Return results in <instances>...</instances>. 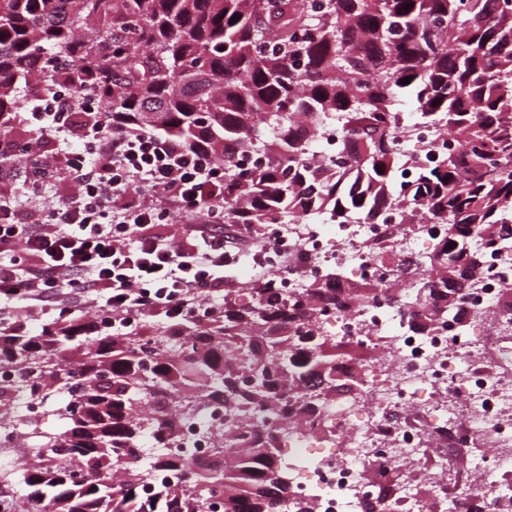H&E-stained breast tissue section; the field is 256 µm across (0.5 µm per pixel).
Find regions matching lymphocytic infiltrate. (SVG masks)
<instances>
[{
	"label": "lymphocytic infiltrate",
	"mask_w": 512,
	"mask_h": 512,
	"mask_svg": "<svg viewBox=\"0 0 512 512\" xmlns=\"http://www.w3.org/2000/svg\"><path fill=\"white\" fill-rule=\"evenodd\" d=\"M73 131L82 146L57 165L41 143ZM0 159L31 175L26 194L0 188V302L16 304L21 327L32 307L44 325L89 316L116 336L147 315L219 313L241 252L267 243L251 224L221 232L224 165L207 146L113 125L68 92L43 90L0 118ZM54 183L63 191L47 209L40 189Z\"/></svg>",
	"instance_id": "obj_1"
}]
</instances>
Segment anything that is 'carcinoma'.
I'll list each match as a JSON object with an SVG mask.
<instances>
[{
    "label": "carcinoma",
    "mask_w": 512,
    "mask_h": 512,
    "mask_svg": "<svg viewBox=\"0 0 512 512\" xmlns=\"http://www.w3.org/2000/svg\"><path fill=\"white\" fill-rule=\"evenodd\" d=\"M410 7H405V4ZM184 143H210L224 163V223L285 224L325 213L333 224L385 209L409 223L447 225L422 263L419 332L465 313L464 289L484 277L471 241L512 232V0H0V87L32 78ZM409 77L410 83L400 80ZM411 103L459 146L432 162L401 154L397 113ZM21 109L0 95V115ZM341 120L336 163L311 146ZM415 174L399 184V172ZM374 293L333 270L283 297L275 277L224 294L213 318L168 325L161 336H114L93 321L64 332L0 331V367L13 368L66 429L45 433L7 411L14 448L40 438L47 456L0 471V491L30 488L25 512H273L288 492L278 429L245 432L259 406L284 420L303 401L363 386L339 376L354 349L306 326ZM224 408L230 425L209 457L170 450L175 417ZM181 485L144 497L139 441Z\"/></svg>",
    "instance_id": "1"
}]
</instances>
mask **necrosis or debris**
<instances>
[{
	"mask_svg": "<svg viewBox=\"0 0 512 512\" xmlns=\"http://www.w3.org/2000/svg\"><path fill=\"white\" fill-rule=\"evenodd\" d=\"M397 128L403 150L438 153L456 149L442 125L404 112ZM325 216L275 224L273 235L288 239L287 257L260 256L265 271L277 274L283 294L322 281L344 268L367 287H378L397 267L406 304H413L420 278L419 259L444 232L443 225L411 224L386 212L379 219H350L333 238L320 230ZM380 242L379 255L365 246ZM488 273L469 289L467 315L438 317L431 330L408 327L384 297L328 312L314 334L354 348L366 375L361 391L314 404V434L282 427L288 453L290 493L274 512H493L512 498V314L499 298L512 286V238L484 248ZM181 446L189 458L209 455L227 426L212 407L179 420ZM467 449L474 467L462 476L448 457ZM435 480L419 492V472ZM390 486L379 497L378 485Z\"/></svg>",
	"mask_w": 512,
	"mask_h": 512,
	"instance_id": "necrosis-or-debris-1",
	"label": "necrosis or debris"
}]
</instances>
